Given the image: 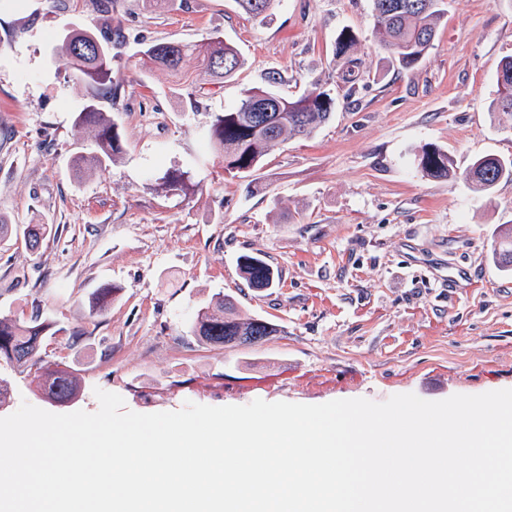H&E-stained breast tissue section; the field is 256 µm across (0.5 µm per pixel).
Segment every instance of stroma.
<instances>
[{
    "instance_id": "obj_1",
    "label": "stroma",
    "mask_w": 512,
    "mask_h": 512,
    "mask_svg": "<svg viewBox=\"0 0 512 512\" xmlns=\"http://www.w3.org/2000/svg\"><path fill=\"white\" fill-rule=\"evenodd\" d=\"M371 0H273L265 19L235 0H0V315L52 323L49 362L82 380L66 405L44 400L33 377L0 361L9 393L0 417L28 402L51 413L95 412V389L127 410L176 411L267 402L321 404L413 393L428 401L512 388V273L494 248L512 226V181L487 194L463 179L421 176V146L456 171L486 154L512 158V129L490 105L512 56V0H448L435 45L414 69L393 64L373 31ZM118 17L112 113L123 152L94 171L76 116L91 98L57 45L70 29L99 35ZM356 34L357 91L347 94L334 45ZM222 36L243 67L226 79L143 71L139 52ZM278 72L289 98L312 87L336 100L310 137L285 140L251 178L225 174L207 124ZM192 191L163 192L167 171ZM53 230L37 251L24 232ZM278 273L256 289L238 258ZM105 284L118 291L90 317ZM278 324L252 347L202 344L188 331L220 296Z\"/></svg>"
}]
</instances>
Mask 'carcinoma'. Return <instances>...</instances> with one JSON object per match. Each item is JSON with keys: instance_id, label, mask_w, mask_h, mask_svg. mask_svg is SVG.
<instances>
[{"instance_id": "1", "label": "carcinoma", "mask_w": 512, "mask_h": 512, "mask_svg": "<svg viewBox=\"0 0 512 512\" xmlns=\"http://www.w3.org/2000/svg\"><path fill=\"white\" fill-rule=\"evenodd\" d=\"M272 0H236L247 13L263 16ZM373 29L381 44L392 54L399 67L409 70L424 59L433 46L437 29L448 12V0H372ZM107 33L96 37L87 32L71 30L62 42L61 50L75 76L88 83L92 100L76 121L94 131L92 153L76 157L77 166L100 167L113 162L121 153L118 124L114 118L98 108V100H114L120 84L112 78V25L120 24L114 17ZM357 39L352 33H340L335 42V55L344 60L338 78L353 95L357 84V60L351 51ZM188 54H194L200 63V74L211 78H229L243 65L237 49L217 36L203 45L181 42L155 43L140 51V65L144 69L163 68L173 75L181 74V63ZM498 96L491 109L499 120L512 124V57L502 59L496 71ZM277 73L268 76L267 86L245 92L240 102L230 110L214 115L208 130L213 153L221 158L224 170L240 178H247L257 169L268 152L285 137H308L326 123L336 108V100L326 91L314 87L296 99L282 96L277 90ZM268 101L269 112L257 111L256 105ZM417 169L427 177L448 179L455 175L453 161L447 153L424 147L417 156ZM471 188L487 194L502 180L512 181V159L487 154L473 161L465 173ZM160 187L165 190L194 189L186 172L169 171ZM496 254L512 264V227L498 231ZM239 269L254 288H270L275 282L273 268L261 257L243 254ZM117 287L97 289L89 300V315L97 317L106 312ZM51 324L37 320L21 321L11 316H0V361L14 364L23 371L34 372L44 396L54 402L65 403L79 391V380L73 371L51 366L42 355V341ZM190 332L200 342L221 346H252L280 332L278 325L262 318L240 314L234 304L224 298L213 306L202 307L190 324Z\"/></svg>"}]
</instances>
